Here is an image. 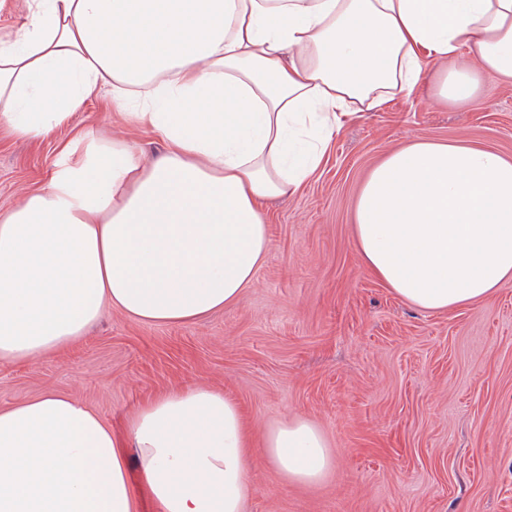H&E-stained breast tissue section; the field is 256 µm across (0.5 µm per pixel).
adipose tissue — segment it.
<instances>
[{
	"mask_svg": "<svg viewBox=\"0 0 512 512\" xmlns=\"http://www.w3.org/2000/svg\"><path fill=\"white\" fill-rule=\"evenodd\" d=\"M0 31V127L36 141L98 92L165 144L77 132L49 180L0 211V365L85 336L105 310L143 324L236 303L269 249L264 207L314 176L343 118L415 95L463 106L512 82V0H25ZM354 235L370 273L442 312L512 285V161L417 140L362 183ZM284 481L335 465L293 418L262 441ZM243 512L253 491L243 413L200 383L129 417L45 393L0 408V512Z\"/></svg>",
	"mask_w": 512,
	"mask_h": 512,
	"instance_id": "obj_1",
	"label": "adipose tissue"
}]
</instances>
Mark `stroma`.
<instances>
[{
	"label": "stroma",
	"mask_w": 512,
	"mask_h": 512,
	"mask_svg": "<svg viewBox=\"0 0 512 512\" xmlns=\"http://www.w3.org/2000/svg\"><path fill=\"white\" fill-rule=\"evenodd\" d=\"M79 130L134 141L150 158L164 149L103 93L41 140L0 128V210L50 176ZM417 138L512 160V82L488 84L464 108L435 104L425 89L345 118L314 177L268 203L269 251L235 304L182 324L106 311L61 351L1 365L0 407L58 392L120 435L137 405L198 382L240 405L252 445L302 417L335 453L333 472L315 486L283 483L256 463L244 512H512V287L425 312L371 275L355 245L360 184Z\"/></svg>",
	"instance_id": "35a3bbf8"
}]
</instances>
